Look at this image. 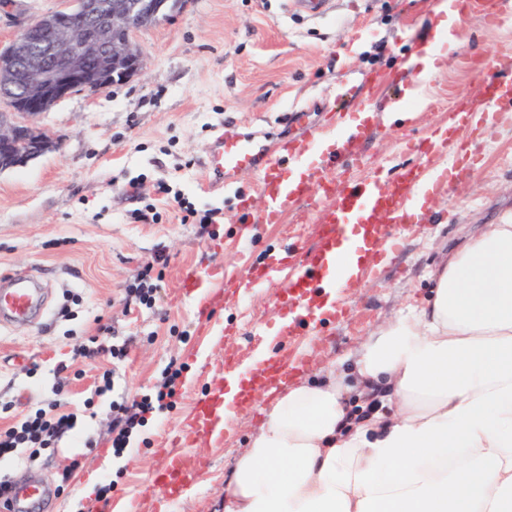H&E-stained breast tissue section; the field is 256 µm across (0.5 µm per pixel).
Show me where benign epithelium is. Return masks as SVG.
I'll return each instance as SVG.
<instances>
[{
    "instance_id": "1",
    "label": "benign epithelium",
    "mask_w": 512,
    "mask_h": 512,
    "mask_svg": "<svg viewBox=\"0 0 512 512\" xmlns=\"http://www.w3.org/2000/svg\"><path fill=\"white\" fill-rule=\"evenodd\" d=\"M186 0H76L25 25L0 66V173L27 165L58 142L36 126L39 116L72 93L125 83L144 67L134 40Z\"/></svg>"
}]
</instances>
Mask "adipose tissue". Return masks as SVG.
Returning a JSON list of instances; mask_svg holds the SVG:
<instances>
[{
	"label": "adipose tissue",
	"instance_id": "adipose-tissue-1",
	"mask_svg": "<svg viewBox=\"0 0 512 512\" xmlns=\"http://www.w3.org/2000/svg\"><path fill=\"white\" fill-rule=\"evenodd\" d=\"M432 279L350 376L296 380L259 407L224 512H512V220Z\"/></svg>",
	"mask_w": 512,
	"mask_h": 512
}]
</instances>
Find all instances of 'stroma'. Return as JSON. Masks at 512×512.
I'll return each instance as SVG.
<instances>
[{
    "instance_id": "1",
    "label": "stroma",
    "mask_w": 512,
    "mask_h": 512,
    "mask_svg": "<svg viewBox=\"0 0 512 512\" xmlns=\"http://www.w3.org/2000/svg\"><path fill=\"white\" fill-rule=\"evenodd\" d=\"M435 0H333L313 15L291 0H188L168 20L138 32L145 67L128 82L91 94L76 93L42 114L37 124L61 140L59 150L0 173V280L24 271L41 276L43 317L0 325V427L56 400L59 364H66V400L81 411L78 427L89 446L71 435L22 464L0 463V478L37 477L51 486L40 512H80L111 479L104 512H223L224 475L246 448L256 412L237 410L220 442L189 448L198 480L173 505L154 473L178 456L172 434L186 428L196 403L224 380L227 351L245 362L277 354L298 360L305 374L328 368L350 372L365 336L407 304L425 298L441 253L466 235L512 217V111L482 130L465 133L469 160L428 156L432 129L446 124L463 96H477L493 64L512 57V0H493L498 17L456 19L442 30L441 56L426 70L421 48L436 27ZM64 0H7L0 5V47L35 18L60 10ZM373 112L359 157L329 172L336 185L392 176L429 162L441 183L423 192L409 223L400 225L392 257L370 278L342 289V315L314 336H283L281 281L240 287L248 267L268 255L300 257L319 231L320 192L288 210L277 224L241 234L244 214L265 203L256 171H239L228 188H212L204 161L218 138L260 134L267 157L285 145L338 128L341 118ZM139 186L128 196L129 183ZM167 184L215 223L183 221L165 203ZM153 209V224L134 211ZM167 260L155 303L127 295L143 262ZM201 277V297L184 292L187 275ZM108 343L124 350L76 361L72 351L98 325ZM264 335H254L255 326ZM181 369L171 409L142 417L128 448H111L113 405L153 395L169 364ZM113 370L110 392L95 395L99 374ZM81 465L71 492L53 488L73 457Z\"/></svg>"
}]
</instances>
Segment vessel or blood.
Segmentation results:
<instances>
[{"instance_id": "1", "label": "vessel or blood", "mask_w": 512, "mask_h": 512, "mask_svg": "<svg viewBox=\"0 0 512 512\" xmlns=\"http://www.w3.org/2000/svg\"><path fill=\"white\" fill-rule=\"evenodd\" d=\"M512 108V66L500 67L487 79L479 98L465 100L463 110L467 123L478 128L486 118L502 108ZM216 178L233 174L243 168L258 172L265 192V207L258 217L259 223H279L283 213L308 198L313 185L323 186L325 194L335 195V205L320 219L321 230L315 242L305 249L298 261H291L288 254L270 257L260 267L249 268L246 274L248 287L259 288L276 279L285 264H292L293 271L284 285L282 298L292 303L302 320L314 322L315 316L305 300L314 289L340 288L342 281L361 280L369 270L368 260L382 246L391 245L395 225L403 223L410 203L420 190L427 166L407 168L394 180L377 177L353 180L343 187H336L326 175L320 153L313 146L299 145L289 149L286 163L269 162L264 158L263 146L247 139L230 143L217 139L205 163ZM289 167L294 176L283 179L282 167ZM33 274L14 276L8 283H0V320L24 322L30 320L36 304V284ZM292 370L287 359L265 357L241 368L237 358L224 360V376L239 383L236 397L239 403L252 402L272 382L287 377ZM224 431V388L216 386L203 400L193 425L182 430L181 441L190 436L202 435L217 438ZM165 474L168 478L169 499L177 501L184 487L196 480L195 473L186 463L171 464ZM47 494L40 479H32L12 486L11 501L14 512H37Z\"/></svg>"}]
</instances>
